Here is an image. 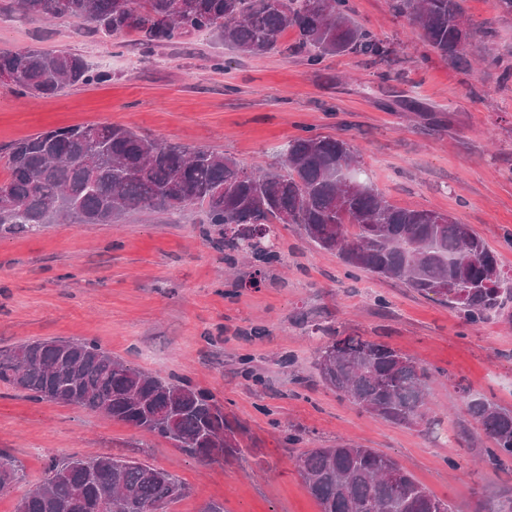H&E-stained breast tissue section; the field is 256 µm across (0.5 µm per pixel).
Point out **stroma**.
<instances>
[{
  "mask_svg": "<svg viewBox=\"0 0 512 512\" xmlns=\"http://www.w3.org/2000/svg\"><path fill=\"white\" fill-rule=\"evenodd\" d=\"M354 23L390 43L382 58L354 53L310 67L293 52L245 56L213 35L163 43L43 21L0 0V51L83 56L107 81L51 97L0 82V181L11 145L42 131L108 123L162 143L281 165L289 140L343 138L360 175L396 206L468 225L512 279V15L496 0H465L479 32L461 70L430 52L392 0H352ZM493 32V41L484 32ZM280 263L247 286L254 260L225 261L201 209L144 210L112 224H49L0 238V348L51 337L93 339L159 377L209 390L244 448L225 461L186 456L159 437L99 412L33 402L0 385V452L22 480L0 512L42 484L53 458L132 457L190 489L172 512H320L294 465L309 448L353 443L392 458L455 512H512V471L491 466L489 442L466 411L483 397L512 410V298L470 323L434 295L346 267L293 224L276 227ZM391 345L430 374L434 424L405 427L361 413L320 381L314 325Z\"/></svg>",
  "mask_w": 512,
  "mask_h": 512,
  "instance_id": "obj_1",
  "label": "stroma"
}]
</instances>
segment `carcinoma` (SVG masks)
Masks as SVG:
<instances>
[{"label":"carcinoma","mask_w":512,"mask_h":512,"mask_svg":"<svg viewBox=\"0 0 512 512\" xmlns=\"http://www.w3.org/2000/svg\"><path fill=\"white\" fill-rule=\"evenodd\" d=\"M35 18H78L112 35H132L146 49L211 31L246 56L276 48L288 30L310 66L345 53L383 57L384 41L355 26L350 0H15ZM395 12L420 29L423 43L452 66L477 34L460 0H392ZM0 73L30 96L55 95L105 77L75 53L0 52ZM357 146L330 136L288 142L282 167L246 169L233 158L158 142L132 128L88 124L37 133L14 144L0 195V237L47 224H112L140 210L178 212L199 206L205 221L232 224L224 248L271 265L277 247L269 225L295 224L320 251L347 266L398 280L428 295L444 284L448 306L467 320L486 319L501 302L502 272L485 243L449 215L392 205L360 178L346 183ZM322 382L372 417L401 426L428 421L429 372L398 350L359 336L331 338L317 355ZM0 384L34 402L56 401L103 411L113 420L171 441L183 454L215 461L239 452L237 431L215 397L187 380L162 379L103 349L94 339L25 341L0 350ZM466 410L491 442L493 462L512 458V410L473 398ZM295 465L321 512H451L391 457L340 443L312 448ZM17 460L0 452V493L21 479ZM179 477L136 459L105 454L53 458L42 486L16 512H143L182 498Z\"/></svg>","instance_id":"1"}]
</instances>
